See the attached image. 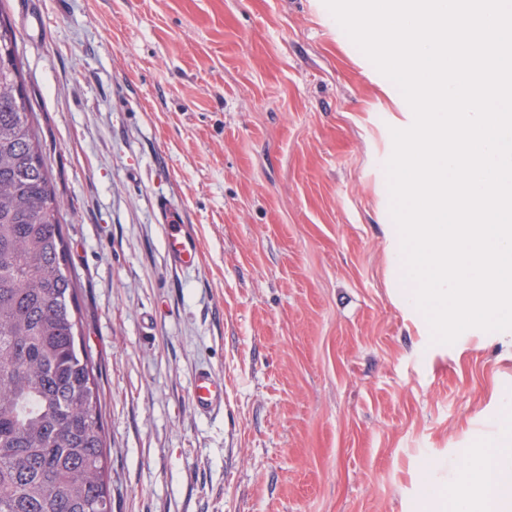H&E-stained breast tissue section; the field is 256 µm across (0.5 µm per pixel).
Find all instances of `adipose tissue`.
I'll return each instance as SVG.
<instances>
[{
  "label": "adipose tissue",
  "instance_id": "1",
  "mask_svg": "<svg viewBox=\"0 0 512 512\" xmlns=\"http://www.w3.org/2000/svg\"><path fill=\"white\" fill-rule=\"evenodd\" d=\"M425 512H512V396L501 402L478 448L448 465V480L423 482Z\"/></svg>",
  "mask_w": 512,
  "mask_h": 512
}]
</instances>
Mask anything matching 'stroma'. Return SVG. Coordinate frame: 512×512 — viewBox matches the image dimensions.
Listing matches in <instances>:
<instances>
[{
  "label": "stroma",
  "mask_w": 512,
  "mask_h": 512,
  "mask_svg": "<svg viewBox=\"0 0 512 512\" xmlns=\"http://www.w3.org/2000/svg\"><path fill=\"white\" fill-rule=\"evenodd\" d=\"M0 10L68 204L112 512H418L424 459L447 479L512 392V344L434 342L392 291L395 84L323 0ZM161 197L193 268L169 263ZM157 211L163 223L168 245V256L176 267H191L201 254L200 242L187 224L179 223L180 214L167 199L157 200ZM191 402L199 415H211L224 409V380L209 369L200 370L195 376Z\"/></svg>",
  "instance_id": "35a3bbf8"
}]
</instances>
